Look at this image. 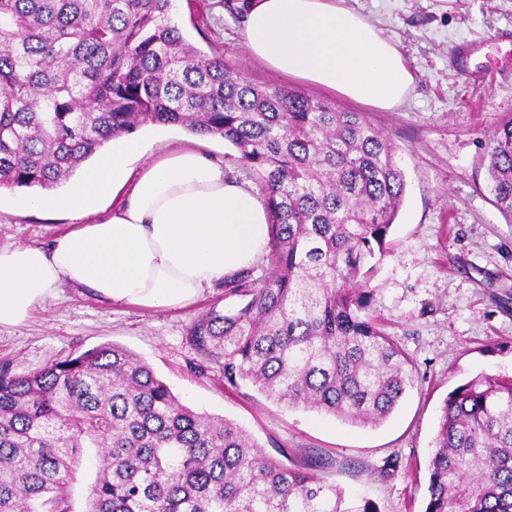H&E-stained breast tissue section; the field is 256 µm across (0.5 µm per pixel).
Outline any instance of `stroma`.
Instances as JSON below:
<instances>
[{
    "mask_svg": "<svg viewBox=\"0 0 512 512\" xmlns=\"http://www.w3.org/2000/svg\"><path fill=\"white\" fill-rule=\"evenodd\" d=\"M391 39L415 76L405 100L381 111L269 71L243 43L244 0H175L187 40L258 85L304 92L337 109L364 112L399 148L403 205L388 253L370 274L372 314L412 360V384L377 427L291 408L218 369L191 365L186 329L224 299L215 283L193 304L143 309L62 285L32 317L0 325V361L18 374L41 369L64 351L119 345L141 358L188 406L241 426L265 450H292L296 463L319 454L323 477L377 512H425L428 461L438 411L448 393L478 374L512 375V224L486 189L488 135L512 113V0H344ZM476 48L488 76L472 79L456 48ZM15 188L0 195V246L48 245L67 218L45 221L16 209Z\"/></svg>",
    "mask_w": 512,
    "mask_h": 512,
    "instance_id": "35a3bbf8",
    "label": "stroma"
}]
</instances>
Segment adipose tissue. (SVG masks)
Here are the masks:
<instances>
[{
	"label": "adipose tissue",
	"instance_id": "obj_1",
	"mask_svg": "<svg viewBox=\"0 0 512 512\" xmlns=\"http://www.w3.org/2000/svg\"><path fill=\"white\" fill-rule=\"evenodd\" d=\"M243 35L271 72L380 110L414 83L398 47L340 0H248ZM142 153L141 138L125 137L63 192L21 198L23 209L71 224L45 247H0V325L24 322L65 283L115 303L184 307L263 255L262 198L226 177L201 141L130 168Z\"/></svg>",
	"mask_w": 512,
	"mask_h": 512
}]
</instances>
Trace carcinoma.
<instances>
[{
  "instance_id": "cac0c4a2",
  "label": "carcinoma",
  "mask_w": 512,
  "mask_h": 512,
  "mask_svg": "<svg viewBox=\"0 0 512 512\" xmlns=\"http://www.w3.org/2000/svg\"><path fill=\"white\" fill-rule=\"evenodd\" d=\"M172 0H0V186L56 189L148 124L219 137L261 176L267 267L224 279L187 339L230 386L377 426L410 360L369 313L407 182L360 112L260 86L184 37ZM487 189L512 223V113L488 140ZM235 423L185 405L112 344L16 374L0 366V512H376L288 466ZM95 478L75 510L71 484ZM425 512H512V378L478 375L439 410Z\"/></svg>"
}]
</instances>
